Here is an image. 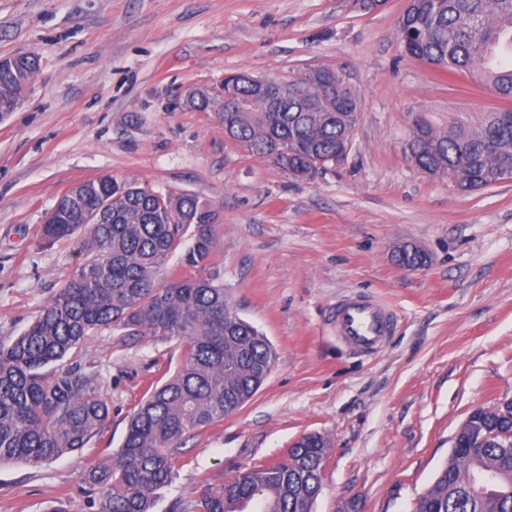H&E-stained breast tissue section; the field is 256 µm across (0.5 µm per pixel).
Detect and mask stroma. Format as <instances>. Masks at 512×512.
<instances>
[{"mask_svg": "<svg viewBox=\"0 0 512 512\" xmlns=\"http://www.w3.org/2000/svg\"><path fill=\"white\" fill-rule=\"evenodd\" d=\"M404 0H0V58L33 54L23 102L0 117V343L21 334L80 259L40 227L68 189L109 175L210 203L224 288L277 352L254 398L186 441L154 512H193L202 486L282 458L302 435L331 448L314 512H413L479 405L512 393V180L461 194L403 146L415 114L444 126L495 106L464 79L404 55ZM347 68L362 100L347 162L300 181L224 136L187 92L248 71L288 80ZM426 267L399 266L400 246ZM358 293L397 326L372 355L331 325ZM177 340L90 336L66 365L110 414L82 450L0 464V512H89L83 475L123 441Z\"/></svg>", "mask_w": 512, "mask_h": 512, "instance_id": "obj_1", "label": "stroma"}]
</instances>
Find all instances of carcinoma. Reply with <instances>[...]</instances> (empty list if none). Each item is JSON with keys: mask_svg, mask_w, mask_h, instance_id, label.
<instances>
[{"mask_svg": "<svg viewBox=\"0 0 512 512\" xmlns=\"http://www.w3.org/2000/svg\"><path fill=\"white\" fill-rule=\"evenodd\" d=\"M398 38L405 53L449 77H466L499 105L475 121L439 127L426 118L410 126L418 163L464 192L498 183L512 159V0H416L403 11ZM33 55L0 60V102L27 87ZM346 68L319 67L282 86V108L269 112L256 87L241 83L248 104L230 116L237 141L262 156L279 150L289 166L314 180L343 165L361 99ZM216 94L196 92L191 105L209 112ZM213 212L184 192H155L135 181L103 176L61 196L40 229L47 243L77 239L81 259L51 301L11 342L0 343V463L40 464L79 451L109 417L104 394L63 366L66 356L103 330L175 339L184 348L176 368L156 363L162 382L127 422L121 448L91 466V512H153L172 479L175 452L195 433L236 413L269 376L276 353L242 319L213 263ZM181 253L185 273L158 282ZM401 266L421 267L427 254L408 246ZM457 447L416 502L414 512H512V411L487 407L455 433ZM331 441L308 433L272 464L242 468L217 489L201 488L195 512H313L319 467ZM477 472L494 484L477 489Z\"/></svg>", "mask_w": 512, "mask_h": 512, "instance_id": "carcinoma-1", "label": "carcinoma"}]
</instances>
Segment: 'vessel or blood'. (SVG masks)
Here are the masks:
<instances>
[{
  "label": "vessel or blood",
  "instance_id": "vessel-or-blood-1",
  "mask_svg": "<svg viewBox=\"0 0 512 512\" xmlns=\"http://www.w3.org/2000/svg\"><path fill=\"white\" fill-rule=\"evenodd\" d=\"M336 326L351 346L369 351L387 336L391 318L377 304L354 299L337 306Z\"/></svg>",
  "mask_w": 512,
  "mask_h": 512
}]
</instances>
